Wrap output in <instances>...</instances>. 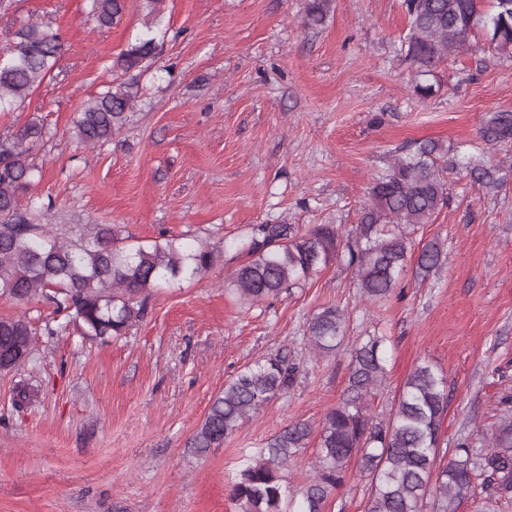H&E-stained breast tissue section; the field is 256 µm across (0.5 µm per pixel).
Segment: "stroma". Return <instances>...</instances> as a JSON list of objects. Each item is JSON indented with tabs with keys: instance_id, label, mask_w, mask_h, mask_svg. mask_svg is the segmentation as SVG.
Here are the masks:
<instances>
[{
	"instance_id": "35a3bbf8",
	"label": "stroma",
	"mask_w": 512,
	"mask_h": 512,
	"mask_svg": "<svg viewBox=\"0 0 512 512\" xmlns=\"http://www.w3.org/2000/svg\"><path fill=\"white\" fill-rule=\"evenodd\" d=\"M89 4L0 0V50L29 21L64 43L43 83L0 114V134L32 119L46 128L32 195L60 233L111 224L136 242L180 236L223 255L205 277L153 292L144 320L105 341L43 297L0 298V318L26 317L36 333L25 362L0 371V512H239L228 478L242 451L290 422L319 423L345 389L348 355L317 358L306 344L308 319L328 304L345 308L349 340L389 338L378 419L427 362L447 380L442 448L489 432L512 396V175L482 187L449 174L448 206L420 229L447 262L424 281L407 270L378 304L334 263L273 305L246 303L225 287L241 258L223 246L255 224L355 225L372 178L404 149L478 141L488 113L512 112V54L472 37L422 98L398 52L402 0H333L316 27L305 0H165V35L127 124L89 149L73 117L152 22L143 0H126L120 23L102 28ZM281 348L302 369L294 390L193 454L188 441L225 383ZM369 491L350 461L325 512H364Z\"/></svg>"
}]
</instances>
